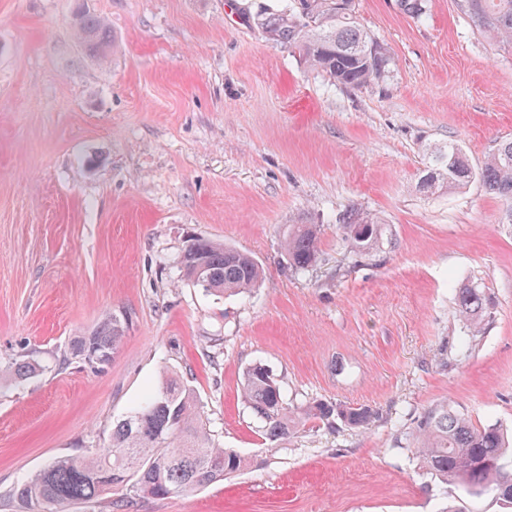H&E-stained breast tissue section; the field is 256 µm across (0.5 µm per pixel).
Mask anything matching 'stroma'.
Returning a JSON list of instances; mask_svg holds the SVG:
<instances>
[{
  "mask_svg": "<svg viewBox=\"0 0 512 512\" xmlns=\"http://www.w3.org/2000/svg\"><path fill=\"white\" fill-rule=\"evenodd\" d=\"M251 0H88L115 39L107 63L70 26L75 0H0V512L52 459L107 446L112 424L170 375L187 380L231 478L124 512H512L440 482L417 452L448 407L512 434V224L479 182L416 190L427 142L480 164L512 138V48L479 34L458 0L419 19L357 0L394 59L352 89L267 41ZM377 214L380 248L353 254L336 227ZM320 224L321 261L288 269L284 237ZM206 238L250 252L258 288L206 293L180 256ZM484 285L480 334L457 286ZM129 326L99 369L54 362L110 314ZM263 364L287 407L366 406L368 428L308 421L269 447L243 396Z\"/></svg>",
  "mask_w": 512,
  "mask_h": 512,
  "instance_id": "stroma-1",
  "label": "stroma"
}]
</instances>
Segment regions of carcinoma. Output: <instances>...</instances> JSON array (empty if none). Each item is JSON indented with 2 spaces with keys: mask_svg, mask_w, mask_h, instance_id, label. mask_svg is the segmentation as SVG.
Returning <instances> with one entry per match:
<instances>
[{
  "mask_svg": "<svg viewBox=\"0 0 512 512\" xmlns=\"http://www.w3.org/2000/svg\"><path fill=\"white\" fill-rule=\"evenodd\" d=\"M475 29L499 43L512 44V0H460ZM337 0H287L281 9L263 6L249 19L265 38L297 54L308 67L333 82L359 88L382 80L391 53L358 22L356 0L340 10ZM413 18L426 14L427 0H400ZM75 33L87 55L107 59L112 32L106 21L87 12ZM423 167L416 190L447 194L477 180L485 193L507 203L504 223L512 224V138L497 142L480 166H474L455 143L420 146ZM353 252L368 255L382 242L384 224L374 215L351 208L336 218ZM322 225L296 224L284 238L289 268L304 272L320 260ZM183 276L207 293L239 294L256 287L263 270L252 255L222 243L198 238L180 257ZM457 313L473 331L491 318L485 289L467 284L456 292ZM126 319L111 315L88 334L71 340L65 365L74 356L90 365H104L122 342ZM37 367L16 361L0 370V380H23ZM243 394L264 423V435L274 446L288 439L305 421L339 418L354 427L371 423L368 407H341L318 402L301 409L284 405L280 387L262 364L246 369ZM418 453L431 474L467 493H492L512 500V440L492 425L478 427L443 407L421 423ZM246 465L244 457L220 446L207 427L203 407L187 383L166 379L161 386L112 427L109 449L61 456L32 474L14 495L23 512H70L74 505L96 504L117 490L126 507L138 498L164 499L189 493L233 476Z\"/></svg>",
  "mask_w": 512,
  "mask_h": 512,
  "instance_id": "obj_1",
  "label": "carcinoma"
}]
</instances>
